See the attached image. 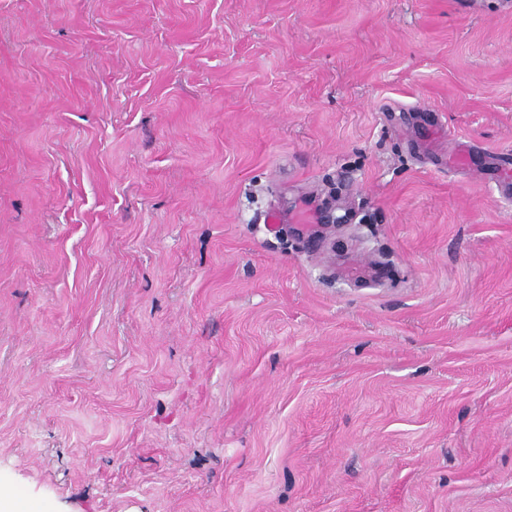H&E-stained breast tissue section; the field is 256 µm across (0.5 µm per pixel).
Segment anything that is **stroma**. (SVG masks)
<instances>
[{
  "instance_id": "stroma-1",
  "label": "stroma",
  "mask_w": 512,
  "mask_h": 512,
  "mask_svg": "<svg viewBox=\"0 0 512 512\" xmlns=\"http://www.w3.org/2000/svg\"><path fill=\"white\" fill-rule=\"evenodd\" d=\"M500 166L512 0H0V490L512 512Z\"/></svg>"
}]
</instances>
